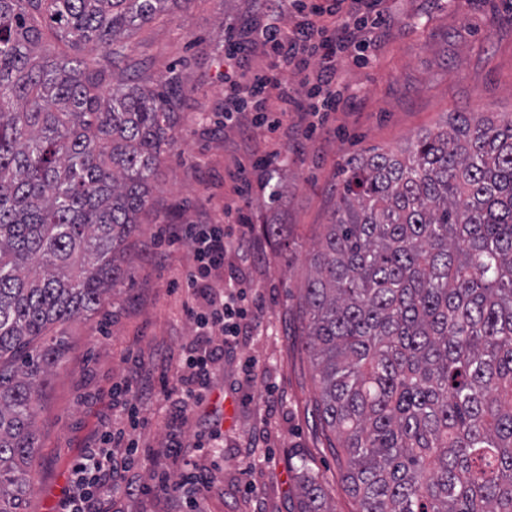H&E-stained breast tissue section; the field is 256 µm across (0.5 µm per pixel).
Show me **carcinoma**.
I'll use <instances>...</instances> for the list:
<instances>
[{
    "instance_id": "1",
    "label": "carcinoma",
    "mask_w": 512,
    "mask_h": 512,
    "mask_svg": "<svg viewBox=\"0 0 512 512\" xmlns=\"http://www.w3.org/2000/svg\"><path fill=\"white\" fill-rule=\"evenodd\" d=\"M168 2L0 0V512L25 504L58 327L125 285L176 143L178 76L141 85L114 48ZM344 175L301 316L355 512H512V115L454 112ZM300 490L331 512L308 470Z\"/></svg>"
}]
</instances>
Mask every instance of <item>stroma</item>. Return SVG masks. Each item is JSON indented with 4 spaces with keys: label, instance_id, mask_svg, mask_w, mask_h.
<instances>
[{
    "label": "stroma",
    "instance_id": "obj_1",
    "mask_svg": "<svg viewBox=\"0 0 512 512\" xmlns=\"http://www.w3.org/2000/svg\"><path fill=\"white\" fill-rule=\"evenodd\" d=\"M259 0H174L169 11L122 41L125 60L143 85L177 74L185 107L175 146L154 182L155 210L132 240L125 287L101 310L65 323V357L45 390L37 425L41 447L27 470L24 512H60L70 485L68 462L111 418L107 393L128 374V357L145 373L179 378L183 348L194 337L182 310V289L169 282L193 263L190 244L170 239L173 224H219L230 171L249 167L254 151L272 142L262 127L241 134L224 124V44L258 19ZM384 25L371 29L368 63L344 58L337 80L347 103L309 133H288V162L276 179L284 192L270 203L249 197L245 243L232 248L215 273L216 289L241 283L257 304L249 332L216 364L211 393L186 414L180 430L171 403L144 400L143 422L132 437L152 458L119 482L152 484L155 470L172 480L191 465L210 469L215 484L200 494V512H300L299 472L318 474L333 512H354L331 445L333 435L315 414L314 368L299 314L309 260L330 223L345 163L371 149L396 151L443 125L449 113L512 112V0H385ZM279 225L282 234L263 228ZM223 434L218 460H187L163 450L171 432L184 448L211 429Z\"/></svg>",
    "mask_w": 512,
    "mask_h": 512
}]
</instances>
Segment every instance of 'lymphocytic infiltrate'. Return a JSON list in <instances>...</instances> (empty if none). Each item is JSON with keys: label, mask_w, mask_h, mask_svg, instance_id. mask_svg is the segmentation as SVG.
Here are the masks:
<instances>
[{"label": "lymphocytic infiltrate", "mask_w": 512, "mask_h": 512, "mask_svg": "<svg viewBox=\"0 0 512 512\" xmlns=\"http://www.w3.org/2000/svg\"><path fill=\"white\" fill-rule=\"evenodd\" d=\"M379 0H268L263 22L251 29L245 41H233L225 56L224 118L238 127H267L284 134L289 113L300 117L335 111L336 61L342 54L364 60L367 43L363 33L370 13ZM290 23H283V15ZM260 46L267 65L244 67L238 55L246 44ZM318 71H311V63ZM172 235L190 242L195 264L184 276L183 308L192 319L195 341L186 349L183 373L177 383L159 379V392L176 399L173 424H180L191 405L203 399L212 366L223 361L242 330L249 328L254 314L243 305L242 289H229L226 297L213 294L210 278L224 264L231 239L220 224L173 225ZM138 368L128 379L109 391L113 413L124 419L122 427L102 424L92 442L81 448L70 467L71 484L62 502L64 512H105L102 502L114 492L116 466L112 451H125V466L150 458L130 436L141 423L139 403L143 398Z\"/></svg>", "instance_id": "1"}]
</instances>
